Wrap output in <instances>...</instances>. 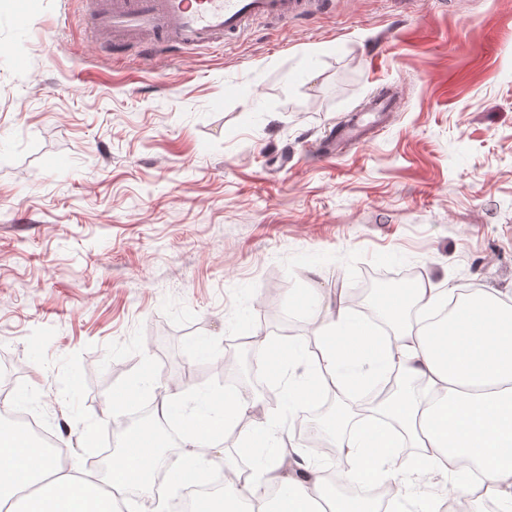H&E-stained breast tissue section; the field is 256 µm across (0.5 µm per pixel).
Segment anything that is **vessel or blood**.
<instances>
[{
  "mask_svg": "<svg viewBox=\"0 0 512 512\" xmlns=\"http://www.w3.org/2000/svg\"><path fill=\"white\" fill-rule=\"evenodd\" d=\"M88 6L98 28L118 43H136L144 60L238 38L259 21L285 25L309 10L306 0H89ZM395 105V90H380L328 143V154L339 153L341 144L361 141L366 131L382 130Z\"/></svg>",
  "mask_w": 512,
  "mask_h": 512,
  "instance_id": "1",
  "label": "vessel or blood"
}]
</instances>
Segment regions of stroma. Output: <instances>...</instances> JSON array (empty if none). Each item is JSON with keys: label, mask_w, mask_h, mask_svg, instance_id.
<instances>
[{"label": "stroma", "mask_w": 512, "mask_h": 512, "mask_svg": "<svg viewBox=\"0 0 512 512\" xmlns=\"http://www.w3.org/2000/svg\"><path fill=\"white\" fill-rule=\"evenodd\" d=\"M112 45L85 0H0V411L62 466L92 467L168 393L220 390L225 340L319 344L308 289L331 309L413 269L512 299V0H332L148 65ZM384 87L386 128L317 156ZM147 369L154 388L109 413ZM251 455L231 430L200 452L216 473ZM448 489L427 476L391 512Z\"/></svg>", "instance_id": "obj_1"}]
</instances>
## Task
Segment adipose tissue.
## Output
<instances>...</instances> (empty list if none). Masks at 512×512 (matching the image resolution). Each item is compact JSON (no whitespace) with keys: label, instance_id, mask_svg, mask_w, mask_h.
Segmentation results:
<instances>
[{"label":"adipose tissue","instance_id":"obj_1","mask_svg":"<svg viewBox=\"0 0 512 512\" xmlns=\"http://www.w3.org/2000/svg\"><path fill=\"white\" fill-rule=\"evenodd\" d=\"M448 296L427 281L406 292L388 290L382 307L393 330L389 337L338 303L322 327L321 362L310 361L294 342L274 350L279 364H309L307 380L289 388L288 406L298 409L313 399L328 375L337 387L354 391L397 374L401 389L384 397L371 415H347L336 423V445L354 463L348 480L369 474L400 489L409 476L440 472L452 477L453 498L463 503L475 487L454 463L468 458L497 494L500 512H512V303L477 290L443 326L415 327V320L436 311ZM248 409L229 394L201 400L175 392L162 399L155 421L185 425L179 483L204 477L198 449L219 443L225 428L241 424ZM403 447L413 448V456L400 459ZM161 456L155 430H140L121 439L111 474L83 476L61 466L59 451L1 427L0 512H119L129 492L152 486ZM303 469L305 478L280 477L274 512H379L374 500L326 496L318 461Z\"/></svg>","mask_w":512,"mask_h":512}]
</instances>
